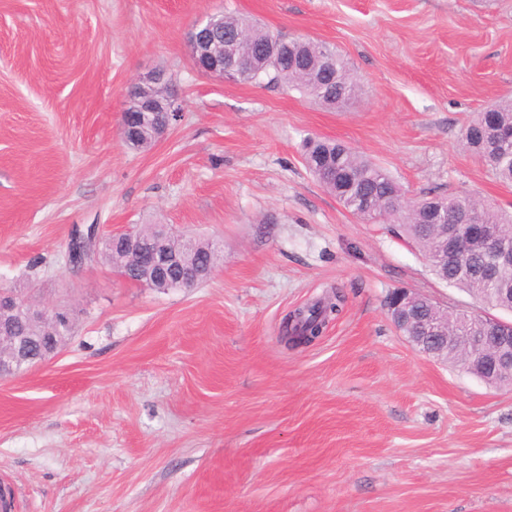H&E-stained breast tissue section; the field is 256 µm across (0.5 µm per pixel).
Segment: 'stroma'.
Masks as SVG:
<instances>
[{
  "mask_svg": "<svg viewBox=\"0 0 512 512\" xmlns=\"http://www.w3.org/2000/svg\"><path fill=\"white\" fill-rule=\"evenodd\" d=\"M220 11L330 46L357 98L201 72L187 34ZM152 73L178 118L137 150L122 115ZM510 94L512 0H0V289L73 320L54 357L0 380L11 512H512V390L418 352L385 306L397 289L480 302L301 157L333 139L406 200L512 211V184L461 145ZM90 224H165L217 243L218 264L168 292L72 267ZM336 289L322 338L285 348V314Z\"/></svg>",
  "mask_w": 512,
  "mask_h": 512,
  "instance_id": "stroma-1",
  "label": "stroma"
}]
</instances>
